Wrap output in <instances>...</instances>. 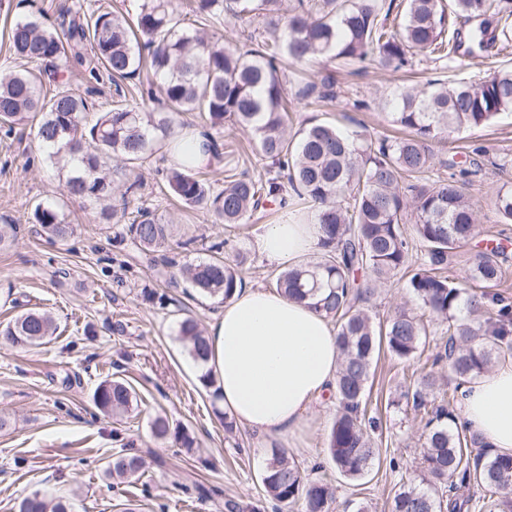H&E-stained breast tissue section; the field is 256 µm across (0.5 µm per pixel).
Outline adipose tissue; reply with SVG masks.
I'll list each match as a JSON object with an SVG mask.
<instances>
[{"label": "adipose tissue", "instance_id": "ef3b65f1", "mask_svg": "<svg viewBox=\"0 0 512 512\" xmlns=\"http://www.w3.org/2000/svg\"><path fill=\"white\" fill-rule=\"evenodd\" d=\"M236 232L281 270L308 260L320 238L316 224H241ZM208 337L220 406L263 439L291 435L334 385L340 350L328 319L279 290L236 289ZM462 414L494 450L512 454V359L468 385Z\"/></svg>", "mask_w": 512, "mask_h": 512}]
</instances>
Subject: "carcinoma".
<instances>
[{"instance_id":"obj_1","label":"carcinoma","mask_w":512,"mask_h":512,"mask_svg":"<svg viewBox=\"0 0 512 512\" xmlns=\"http://www.w3.org/2000/svg\"><path fill=\"white\" fill-rule=\"evenodd\" d=\"M402 21L392 32L388 20L393 0H143L134 19L119 11L100 12L78 6L63 32L35 19L15 20L8 31L9 50L19 66L0 71V127L10 133L38 116L35 137L50 149L51 162L68 171L67 189L77 199L104 203L102 219L115 225L114 240L128 242L153 267H179L182 277L202 295L223 302L239 286L247 257L226 256L227 241H212L209 257L177 265L168 249L170 225L146 207H130L128 194L140 187L135 175L159 138L170 140L173 153L162 170L168 192L183 206L204 209L214 223L228 228L245 224L265 202L288 210L290 201L310 204L321 226L320 261L280 272L276 289L290 298L309 300L336 327L341 359L333 398L336 417L327 449L338 472L358 479L368 474L379 449L368 429L367 390L374 357L380 353L411 361L426 345V322L448 324L435 361H445L455 386L448 402L431 406L435 379L425 375L406 398L428 418L421 434V483L408 478L395 488L390 512H512V454L490 452L473 429L459 421L457 393L462 385L512 357V303L495 291L504 260L496 247L477 251L452 280L437 274L459 248L477 238L480 225L460 178L477 176L483 166L438 157L433 144L445 134L460 135L484 127L512 112V69H493L478 83L452 86L433 79L422 89L400 94L388 122L404 137L371 135L363 126L346 131L327 121H312L288 132V101L336 98V75L325 69L318 82H299L288 93L283 62L321 60L355 67L372 56L385 70L398 72L422 56L452 60L468 67L477 51L512 37V0H402ZM476 18L479 24L462 39L448 30V10ZM196 22H216L221 14L235 19L262 18L234 47L211 40L199 29L182 27V14ZM92 55H87V52ZM80 70L89 79L111 78L112 109L95 111L92 87L81 94L65 73ZM148 70L159 79L138 88L141 100L158 108L140 112L121 82ZM56 83L41 94V76ZM201 112L202 142L171 139L184 127L179 115ZM251 129L257 154L265 160L257 179L236 172L239 151L222 143L224 126ZM210 160L226 159L224 187L201 177L197 151ZM134 176L121 206L112 204L109 160ZM448 176L434 174L435 168ZM495 208L503 224H512V185L496 193ZM36 234L65 241L74 227L54 208L34 210ZM413 225L414 236L407 233ZM404 280L418 310L398 308L380 323L367 304L391 279ZM57 332L51 312L29 308L0 323V338L11 346H40ZM189 356L206 361L209 339L198 320L186 313L178 322ZM136 392L115 376L100 382L93 406L121 417L131 410ZM156 437L169 435L191 448L186 432H170L166 418L152 422ZM142 459L131 448L112 455L106 472L122 483L138 476ZM263 485L276 505L302 504L304 512H331L335 489L310 480L279 450ZM17 512H72L69 501L37 489L17 505Z\"/></svg>"}]
</instances>
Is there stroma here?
Returning a JSON list of instances; mask_svg holds the SVG:
<instances>
[{
    "label": "stroma",
    "instance_id": "1",
    "mask_svg": "<svg viewBox=\"0 0 512 512\" xmlns=\"http://www.w3.org/2000/svg\"><path fill=\"white\" fill-rule=\"evenodd\" d=\"M140 2L0 0V70L15 65L6 39L14 20L32 16L57 29L78 4L133 13ZM492 66L512 68V43L494 45L471 66H450L446 72L449 82H473ZM433 75V63L425 61L410 77L390 75L372 59L353 71L338 70L335 105L300 108L289 127L317 118L342 129L361 125L373 135L386 132L394 94ZM461 145L487 150L492 164L464 186L481 235L449 264L451 277L461 272L475 246L498 245L512 256V224L500 223L494 207L497 188L512 173V112L465 132ZM166 164L160 148L142 164L141 204L173 224L175 238L229 239L249 255L246 284L270 286L276 271L252 253L247 238L213 223L204 211L173 205L163 194L155 171ZM501 164L506 173H498ZM66 177L40 147L33 125L9 135L0 130V224L19 227L13 240L0 245V321L38 306L58 324L47 344L30 349L0 344V415L8 419L0 429V512H15L18 501L36 489L69 499L75 512H224L228 499L272 512L262 484L272 449L243 429L225 432L213 390L199 381L203 368L178 335V309L188 310L206 328L221 303L181 288L169 289L167 308L145 300V291L157 286L153 271L138 265L131 247L113 246L112 225L101 223L94 202L68 197ZM40 204L53 205L73 224L67 241L51 244L35 233L33 211ZM435 353L429 343L414 361L385 354L373 362L367 408L377 419L370 435L380 459L367 476L345 478L333 464L327 441L335 406L328 399L289 436L284 446L289 460L307 478L332 484L337 502L389 512L395 484L414 473L421 450L420 417L401 403L400 393ZM111 374L130 382L140 396L137 408L117 420L92 405L94 389ZM158 415L171 428L187 429L195 448L156 438L151 423ZM124 447L143 457L144 474L136 483L116 485L106 475V462Z\"/></svg>",
    "mask_w": 512,
    "mask_h": 512
}]
</instances>
